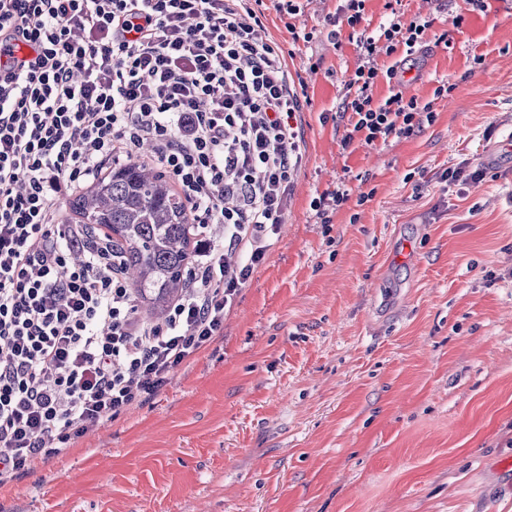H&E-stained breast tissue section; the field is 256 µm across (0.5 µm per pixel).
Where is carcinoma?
I'll list each match as a JSON object with an SVG mask.
<instances>
[{
    "instance_id": "carcinoma-1",
    "label": "carcinoma",
    "mask_w": 512,
    "mask_h": 512,
    "mask_svg": "<svg viewBox=\"0 0 512 512\" xmlns=\"http://www.w3.org/2000/svg\"><path fill=\"white\" fill-rule=\"evenodd\" d=\"M70 206L79 223L106 232L152 314L162 315L184 293L195 255L193 219L159 171L123 164Z\"/></svg>"
}]
</instances>
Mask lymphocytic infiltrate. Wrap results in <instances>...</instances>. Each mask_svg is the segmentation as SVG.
I'll return each mask as SVG.
<instances>
[{
  "mask_svg": "<svg viewBox=\"0 0 512 512\" xmlns=\"http://www.w3.org/2000/svg\"><path fill=\"white\" fill-rule=\"evenodd\" d=\"M264 0H0V487L89 427L147 401L224 331V316L274 244L302 162L303 103ZM433 25L390 10L359 32L345 77L344 145L387 143L433 122L380 56L410 59ZM160 167L201 238L164 323L99 229L59 220L60 200L107 165ZM244 251L246 264L225 262Z\"/></svg>",
  "mask_w": 512,
  "mask_h": 512,
  "instance_id": "f902f5d3",
  "label": "lymphocytic infiltrate"
}]
</instances>
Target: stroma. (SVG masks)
Masks as SVG:
<instances>
[{
  "mask_svg": "<svg viewBox=\"0 0 512 512\" xmlns=\"http://www.w3.org/2000/svg\"><path fill=\"white\" fill-rule=\"evenodd\" d=\"M339 5L265 12L311 99L304 159L223 336L0 488V512H512V0L458 27L441 0H401L435 19L404 75L435 120L348 151ZM458 167L487 176L441 181ZM348 199V190L337 187L333 191L325 192L318 200L314 201V207L321 219V223H331V215L341 209Z\"/></svg>",
  "mask_w": 512,
  "mask_h": 512,
  "instance_id": "obj_1",
  "label": "stroma"
}]
</instances>
